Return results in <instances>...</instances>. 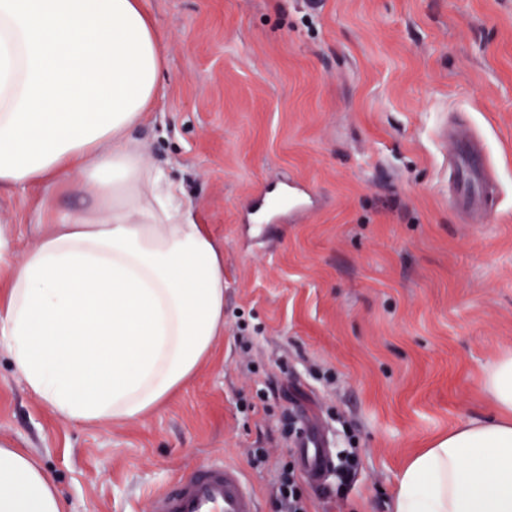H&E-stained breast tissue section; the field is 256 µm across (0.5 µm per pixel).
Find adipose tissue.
<instances>
[{
  "label": "adipose tissue",
  "mask_w": 512,
  "mask_h": 512,
  "mask_svg": "<svg viewBox=\"0 0 512 512\" xmlns=\"http://www.w3.org/2000/svg\"><path fill=\"white\" fill-rule=\"evenodd\" d=\"M156 80L118 127L0 190L38 186L51 215L16 252L0 225V344L30 392L63 421L140 420L188 385L224 336V246L196 221L181 182L145 161L132 131L159 96L165 42L144 0ZM23 33L0 10V128L27 79ZM89 190L56 209L58 190ZM479 386L495 409L430 441L401 471L391 512H512V353ZM0 512H63L37 460L0 442Z\"/></svg>",
  "instance_id": "adipose-tissue-1"
}]
</instances>
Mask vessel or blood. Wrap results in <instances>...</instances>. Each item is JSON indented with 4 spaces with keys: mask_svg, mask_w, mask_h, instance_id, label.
Segmentation results:
<instances>
[{
    "mask_svg": "<svg viewBox=\"0 0 512 512\" xmlns=\"http://www.w3.org/2000/svg\"><path fill=\"white\" fill-rule=\"evenodd\" d=\"M443 138L452 149L451 193L457 211L469 215L485 210L494 181L482 140L457 126L444 130ZM296 446L301 450L303 475L321 479L330 461L324 440L304 434ZM151 508L152 512H261L243 473L226 462L178 479L171 490L153 495Z\"/></svg>",
    "mask_w": 512,
    "mask_h": 512,
    "instance_id": "b4317fda",
    "label": "vessel or blood"
}]
</instances>
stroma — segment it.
<instances>
[{"label": "stroma", "instance_id": "35a3bbf8", "mask_svg": "<svg viewBox=\"0 0 512 512\" xmlns=\"http://www.w3.org/2000/svg\"><path fill=\"white\" fill-rule=\"evenodd\" d=\"M166 36L161 94L133 136L180 179L224 244V337L147 417L57 418L0 348V441L36 457L66 512H148L221 460L261 512L296 459L282 412L356 448L346 496L304 484L310 512H390L407 460L490 411L478 380L512 350V0H147ZM484 137L501 195L484 223L448 203L440 121ZM309 190L308 210L249 221L256 191ZM39 189L0 191L14 246Z\"/></svg>", "mask_w": 512, "mask_h": 512}]
</instances>
